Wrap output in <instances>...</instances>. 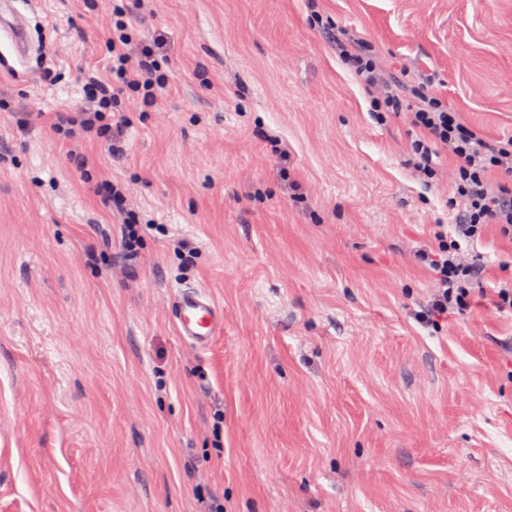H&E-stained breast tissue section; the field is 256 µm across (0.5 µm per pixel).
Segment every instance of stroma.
Listing matches in <instances>:
<instances>
[{
    "instance_id": "35a3bbf8",
    "label": "stroma",
    "mask_w": 512,
    "mask_h": 512,
    "mask_svg": "<svg viewBox=\"0 0 512 512\" xmlns=\"http://www.w3.org/2000/svg\"><path fill=\"white\" fill-rule=\"evenodd\" d=\"M0 44V512H512V237L486 228L465 311L423 323L421 251L452 231L457 168L415 176L326 30L512 139V0H142L167 82L127 156L73 143L107 53L101 0H19ZM18 111V112H19ZM87 168H79V158ZM129 183L137 258L94 185ZM197 286L224 329L170 318ZM16 0L0 1V37L6 40L15 55L21 59L29 51L25 21L16 7ZM170 314L178 336L194 349H206L224 329V310L198 287H182L174 297Z\"/></svg>"
}]
</instances>
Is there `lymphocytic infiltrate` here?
I'll list each match as a JSON object with an SVG mask.
<instances>
[{
	"instance_id": "1",
	"label": "lymphocytic infiltrate",
	"mask_w": 512,
	"mask_h": 512,
	"mask_svg": "<svg viewBox=\"0 0 512 512\" xmlns=\"http://www.w3.org/2000/svg\"><path fill=\"white\" fill-rule=\"evenodd\" d=\"M114 13L109 33L112 60L107 75L88 77L80 109L54 113L51 126L59 133L96 139L109 154L120 157L125 153L123 129L128 122L121 107L131 102L144 107L152 104L155 87L164 81L157 63L163 41L133 42L125 8L116 6ZM362 48V43L354 39L340 45L338 51L351 62L376 107L404 116L420 131L415 144L417 177L434 180L433 157L441 152L448 153L459 166L460 184L454 203L460 208L462 222L455 225L453 237L440 241L438 252L427 257L437 282L434 294L419 313L420 320L427 321L467 305V284L479 268L468 259L463 242L479 237L489 224L499 225L504 233L512 235V192L490 181L494 172L512 174V141L491 143L455 113L442 109L432 88L401 84L385 88L383 73L376 62L364 58Z\"/></svg>"
}]
</instances>
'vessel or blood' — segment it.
<instances>
[{"label":"vessel or blood","instance_id":"1","mask_svg":"<svg viewBox=\"0 0 512 512\" xmlns=\"http://www.w3.org/2000/svg\"><path fill=\"white\" fill-rule=\"evenodd\" d=\"M0 38L8 42L17 57L27 55V28L16 0H0ZM170 314L178 335L198 350L206 349L224 328L223 309L198 287H182L174 297Z\"/></svg>","mask_w":512,"mask_h":512}]
</instances>
